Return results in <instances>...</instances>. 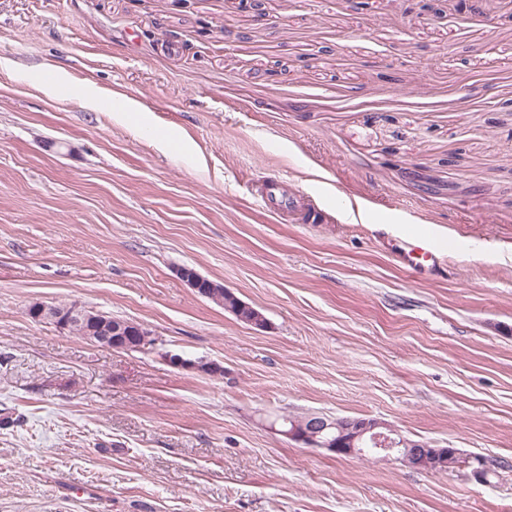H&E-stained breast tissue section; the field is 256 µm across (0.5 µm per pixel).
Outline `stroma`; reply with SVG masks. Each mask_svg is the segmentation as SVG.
Here are the masks:
<instances>
[{
	"instance_id": "obj_1",
	"label": "stroma",
	"mask_w": 512,
	"mask_h": 512,
	"mask_svg": "<svg viewBox=\"0 0 512 512\" xmlns=\"http://www.w3.org/2000/svg\"><path fill=\"white\" fill-rule=\"evenodd\" d=\"M429 4L0 0V512H512V0ZM271 175L321 223L262 210ZM421 233L455 243L438 272L394 254ZM36 301L156 342L98 347ZM310 412L500 468L278 432ZM179 275L198 295L207 297L221 306L224 305V294L226 295V302L227 300L237 301L238 316L249 325L262 326L264 322L263 314L252 306L239 301L230 290L223 289V285L204 279L192 268L183 267L179 269ZM58 305L56 307L46 304H40L37 308V302L31 303L27 308L28 316L33 320L36 319L34 310L37 309V318L41 316L44 320L52 321L61 330H68L70 325L76 321L81 322L92 320L101 324L100 334L97 336H90L85 323H77L70 328L69 333L79 336L82 339L89 340L90 338L96 344H101L102 347L119 350H129L136 346V336H144L142 332V324L125 320L119 322H112L97 310L89 307L81 306L78 304ZM67 307V308H66ZM60 308V309H59ZM65 308V309H64ZM167 360L170 365L176 368L197 369L209 375H221V373L223 372V367H221L217 363L208 362L202 359L198 361H192L189 359H185L183 356L179 354H169L167 355Z\"/></svg>"
}]
</instances>
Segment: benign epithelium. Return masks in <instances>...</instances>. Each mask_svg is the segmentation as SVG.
<instances>
[{
  "mask_svg": "<svg viewBox=\"0 0 512 512\" xmlns=\"http://www.w3.org/2000/svg\"><path fill=\"white\" fill-rule=\"evenodd\" d=\"M181 279L197 294L207 297L219 305L224 300H234L236 296L228 289L203 278L194 269H179ZM238 316L249 325L260 326L264 322L263 314L257 309L239 301ZM37 316L56 324L61 330L69 329L77 321L92 320L101 324L100 334L92 337L93 342L110 349L129 350L135 347L136 337L143 335L140 323L132 320L115 322L97 310L72 304L65 309L41 304ZM168 363L176 368L197 369L209 375H219L223 367L206 360L192 361L179 354L167 355ZM329 429H335L341 439L334 440L324 435ZM282 434L287 438L307 446L321 447L338 456L360 455L365 448L372 453L390 456L405 465L416 469H430L434 466L465 465L471 468L473 477L484 480V474L492 467L490 460L480 456L464 457L457 448H432L425 442L411 441L399 434L390 424L375 418H344L339 422L316 414L295 423Z\"/></svg>",
  "mask_w": 512,
  "mask_h": 512,
  "instance_id": "benign-epithelium-1",
  "label": "benign epithelium"
}]
</instances>
